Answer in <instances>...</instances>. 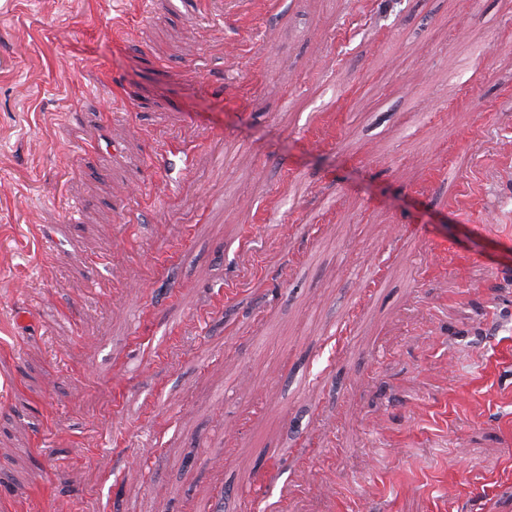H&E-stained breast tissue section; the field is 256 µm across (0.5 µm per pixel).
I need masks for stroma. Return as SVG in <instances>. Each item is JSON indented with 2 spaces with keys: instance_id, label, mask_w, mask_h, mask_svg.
I'll return each instance as SVG.
<instances>
[{
  "instance_id": "stroma-1",
  "label": "stroma",
  "mask_w": 512,
  "mask_h": 512,
  "mask_svg": "<svg viewBox=\"0 0 512 512\" xmlns=\"http://www.w3.org/2000/svg\"><path fill=\"white\" fill-rule=\"evenodd\" d=\"M150 3L0 0V512H512V0Z\"/></svg>"
}]
</instances>
